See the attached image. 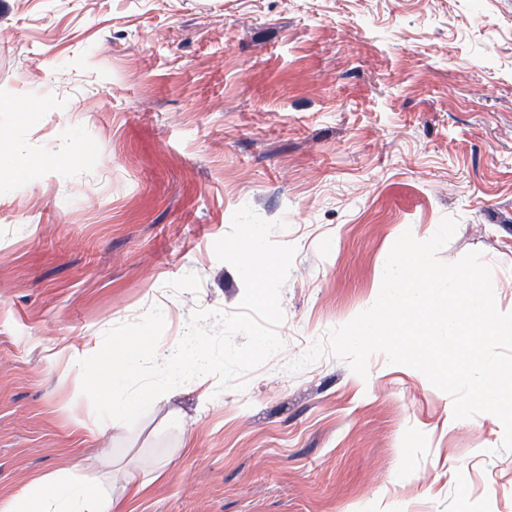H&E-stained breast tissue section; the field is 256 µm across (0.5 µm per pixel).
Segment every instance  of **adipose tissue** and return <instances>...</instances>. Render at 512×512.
Wrapping results in <instances>:
<instances>
[{
	"label": "adipose tissue",
	"mask_w": 512,
	"mask_h": 512,
	"mask_svg": "<svg viewBox=\"0 0 512 512\" xmlns=\"http://www.w3.org/2000/svg\"><path fill=\"white\" fill-rule=\"evenodd\" d=\"M120 481L122 493L116 497L82 474H44L0 504V512H126L127 502L141 496L149 483L134 469L123 472Z\"/></svg>",
	"instance_id": "obj_1"
}]
</instances>
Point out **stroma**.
Segmentation results:
<instances>
[{"mask_svg": "<svg viewBox=\"0 0 512 512\" xmlns=\"http://www.w3.org/2000/svg\"><path fill=\"white\" fill-rule=\"evenodd\" d=\"M0 500L37 476L152 482L127 512H512L493 415L419 371L289 361L369 308L394 242L457 228L512 312V0H0ZM25 156L21 178L10 160ZM295 246L282 350L131 428L66 377L160 308L176 346L244 284L239 208Z\"/></svg>", "mask_w": 512, "mask_h": 512, "instance_id": "1", "label": "stroma"}]
</instances>
